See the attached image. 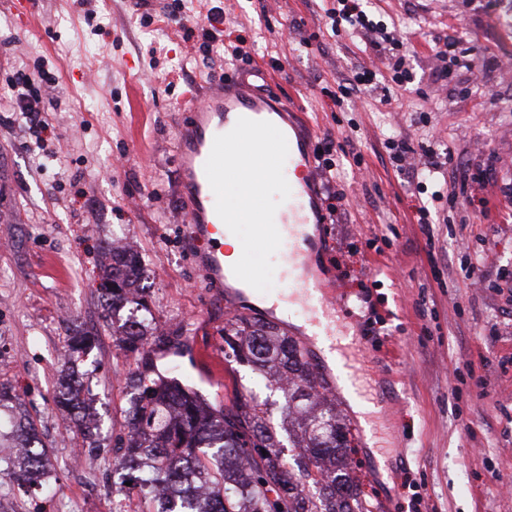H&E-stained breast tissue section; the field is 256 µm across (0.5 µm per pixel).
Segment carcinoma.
<instances>
[{
  "label": "carcinoma",
  "mask_w": 512,
  "mask_h": 512,
  "mask_svg": "<svg viewBox=\"0 0 512 512\" xmlns=\"http://www.w3.org/2000/svg\"><path fill=\"white\" fill-rule=\"evenodd\" d=\"M109 267L100 284L104 318L112 335L138 353L137 370L126 378L127 408L116 443L120 470L148 502L146 512H372L359 479L347 465L355 435L336 415V397L296 340L272 322L244 316L231 320L224 342L235 361L273 372L284 399L288 425L299 432L298 471L288 469L267 402L238 395L216 414L177 368L155 372L161 346L179 348L180 335L157 333L155 317L140 291L143 269L135 251L103 248ZM135 303L124 322L119 312ZM93 337L76 331L69 337L65 371L57 387V405L79 416L90 388L82 380V356ZM9 390L0 384V448L19 442L23 456L0 454V480L19 487L48 477L49 451L32 422L14 416ZM212 493L196 496V484ZM169 493L157 497L153 486Z\"/></svg>",
  "instance_id": "carcinoma-1"
}]
</instances>
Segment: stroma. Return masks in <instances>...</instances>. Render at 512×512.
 <instances>
[{
    "mask_svg": "<svg viewBox=\"0 0 512 512\" xmlns=\"http://www.w3.org/2000/svg\"><path fill=\"white\" fill-rule=\"evenodd\" d=\"M34 19L19 20L18 0H0V94L19 64L45 63L58 83L49 104L52 133L43 145L0 113V384L40 431L51 476L35 494L0 484V512H142L112 449L127 406L126 377L137 356L101 318L100 248L113 232L137 243L146 299L180 349L158 352V371L179 365L215 408L237 388L269 403L287 464L298 451L282 431L281 394L250 366L227 359L224 329L234 314L278 321L211 287L189 245L180 194L175 132L183 98L226 75L281 96L296 108L310 150L324 137L340 144L330 160L342 201L315 184L321 220L306 251L316 281L340 305L333 326L357 336L368 357L375 410L354 412L335 368L303 327L310 313L288 311V333L308 345L336 405L358 433L353 467L373 505L391 512H512V29L501 15L512 0H365L374 20L396 26L410 78L389 83L390 103L362 95L336 104L339 84L371 66L363 36L334 34L323 0H182L188 16L221 13L225 45L250 52L249 72L204 58L197 42L166 23L168 0H29ZM456 38L447 80L434 81L433 50ZM452 156L442 173L397 171L389 139ZM490 169L480 191H454L460 170ZM344 211L327 222L331 206ZM427 207L420 218L419 207ZM241 245L263 276L255 295L286 288L278 255ZM95 341L84 358L101 420L97 464L73 466L81 443L72 416L53 401L68 334ZM219 360L222 374L210 362ZM420 507H413L414 496Z\"/></svg>",
    "mask_w": 512,
    "mask_h": 512,
    "instance_id": "1",
    "label": "stroma"
}]
</instances>
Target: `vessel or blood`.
Wrapping results in <instances>:
<instances>
[{
    "instance_id": "vessel-or-blood-1",
    "label": "vessel or blood",
    "mask_w": 512,
    "mask_h": 512,
    "mask_svg": "<svg viewBox=\"0 0 512 512\" xmlns=\"http://www.w3.org/2000/svg\"><path fill=\"white\" fill-rule=\"evenodd\" d=\"M292 107L283 100L228 80L213 88L206 98L188 109V119L176 137L183 172L182 194L187 221L191 226L190 245L199 267L215 286L224 283V246L216 234L222 225H255L265 246L281 250L285 264L302 260L299 246L303 227L309 222V208L303 197L306 183L287 182L288 212L271 217L262 186L248 181V161H261L276 176L286 167L312 172L314 161L304 145H297L290 157H283L279 145L261 138L263 125L288 120ZM246 183V206L233 214L224 207V184Z\"/></svg>"
}]
</instances>
